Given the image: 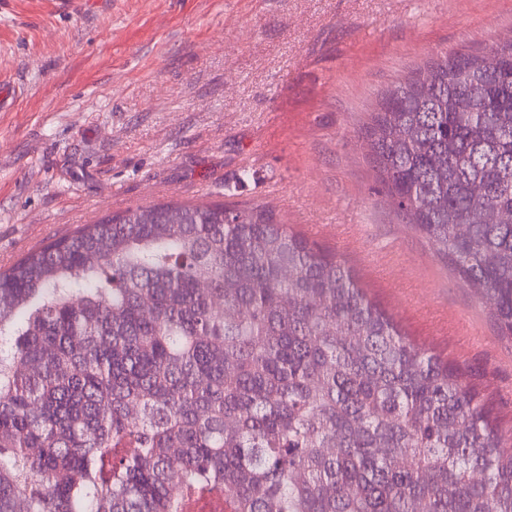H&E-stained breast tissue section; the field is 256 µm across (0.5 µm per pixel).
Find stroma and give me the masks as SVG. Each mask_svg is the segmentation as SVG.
<instances>
[{"instance_id":"stroma-1","label":"stroma","mask_w":512,"mask_h":512,"mask_svg":"<svg viewBox=\"0 0 512 512\" xmlns=\"http://www.w3.org/2000/svg\"><path fill=\"white\" fill-rule=\"evenodd\" d=\"M510 32L512 0H0V80L22 89L0 110V268L136 206H262L512 433V341L377 193L359 134L430 58Z\"/></svg>"}]
</instances>
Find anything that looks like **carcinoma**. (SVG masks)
I'll list each match as a JSON object with an SVG mask.
<instances>
[{
	"label": "carcinoma",
	"mask_w": 512,
	"mask_h": 512,
	"mask_svg": "<svg viewBox=\"0 0 512 512\" xmlns=\"http://www.w3.org/2000/svg\"><path fill=\"white\" fill-rule=\"evenodd\" d=\"M501 56L431 60L361 134L512 339ZM501 441L455 363L263 207L138 206L0 270V512H512Z\"/></svg>",
	"instance_id": "cac0c4a2"
}]
</instances>
